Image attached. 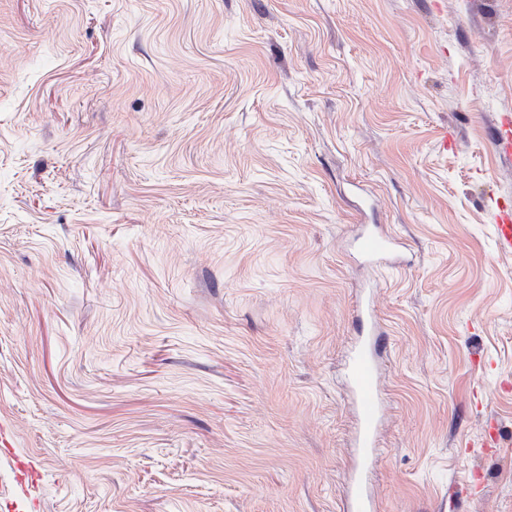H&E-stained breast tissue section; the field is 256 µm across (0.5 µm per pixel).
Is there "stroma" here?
I'll return each mask as SVG.
<instances>
[{
	"label": "stroma",
	"mask_w": 512,
	"mask_h": 512,
	"mask_svg": "<svg viewBox=\"0 0 512 512\" xmlns=\"http://www.w3.org/2000/svg\"><path fill=\"white\" fill-rule=\"evenodd\" d=\"M506 115L512 0H0L27 512H343L368 294L378 512H512ZM358 239L360 252L369 263L382 266L393 262L399 246L396 238L376 230H365Z\"/></svg>",
	"instance_id": "35a3bbf8"
}]
</instances>
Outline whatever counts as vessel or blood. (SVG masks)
<instances>
[{
	"mask_svg": "<svg viewBox=\"0 0 512 512\" xmlns=\"http://www.w3.org/2000/svg\"><path fill=\"white\" fill-rule=\"evenodd\" d=\"M360 252L369 263L379 266L393 262L399 242L375 231L360 233ZM344 378L356 420L352 440L354 474L348 490V512H374L375 502L363 475L378 456L377 434L383 417V395L379 368L370 351V342L360 339L349 350Z\"/></svg>",
	"mask_w": 512,
	"mask_h": 512,
	"instance_id": "vessel-or-blood-1",
	"label": "vessel or blood"
}]
</instances>
